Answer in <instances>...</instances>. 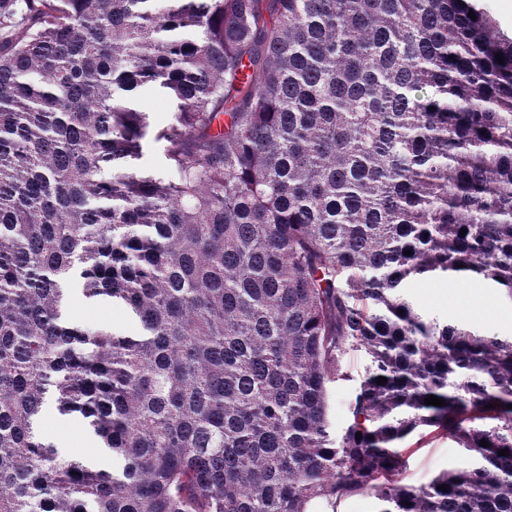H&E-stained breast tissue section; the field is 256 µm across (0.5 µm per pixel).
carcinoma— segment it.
Returning <instances> with one entry per match:
<instances>
[{"instance_id":"carcinoma-1","label":"carcinoma","mask_w":512,"mask_h":512,"mask_svg":"<svg viewBox=\"0 0 512 512\" xmlns=\"http://www.w3.org/2000/svg\"><path fill=\"white\" fill-rule=\"evenodd\" d=\"M25 6H0V512H336L363 494L376 512H512V338L402 294L455 276L512 298V37L492 15ZM148 83L175 104L155 135L172 180L136 171ZM75 290L142 332L73 322ZM362 349L334 436L327 384ZM49 411L112 467L47 441ZM430 435L471 464L403 483Z\"/></svg>"}]
</instances>
